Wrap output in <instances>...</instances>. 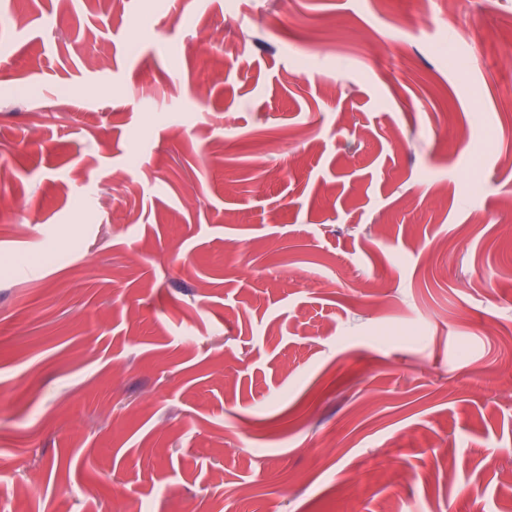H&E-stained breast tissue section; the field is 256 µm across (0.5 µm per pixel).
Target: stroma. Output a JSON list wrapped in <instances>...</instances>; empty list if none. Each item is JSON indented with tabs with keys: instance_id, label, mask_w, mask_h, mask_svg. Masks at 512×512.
I'll use <instances>...</instances> for the list:
<instances>
[{
	"instance_id": "obj_1",
	"label": "stroma",
	"mask_w": 512,
	"mask_h": 512,
	"mask_svg": "<svg viewBox=\"0 0 512 512\" xmlns=\"http://www.w3.org/2000/svg\"><path fill=\"white\" fill-rule=\"evenodd\" d=\"M510 48L512 0H0V512H512Z\"/></svg>"
}]
</instances>
